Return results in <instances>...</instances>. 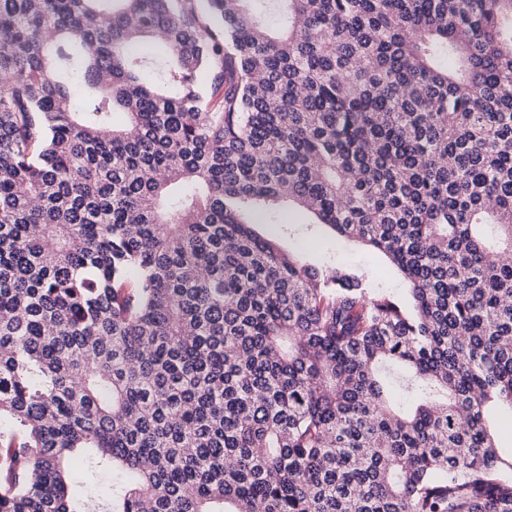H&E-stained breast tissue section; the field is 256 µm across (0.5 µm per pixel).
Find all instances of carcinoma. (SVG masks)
Wrapping results in <instances>:
<instances>
[{
  "instance_id": "obj_1",
  "label": "carcinoma",
  "mask_w": 512,
  "mask_h": 512,
  "mask_svg": "<svg viewBox=\"0 0 512 512\" xmlns=\"http://www.w3.org/2000/svg\"><path fill=\"white\" fill-rule=\"evenodd\" d=\"M278 2L0 0V512H512V0ZM258 232L270 239L276 240L282 249H293L299 236L306 233L317 239V245L309 250L305 257L315 264H322L329 260L340 259L352 264L368 274H374L378 270H385L383 288L395 297L408 301V286L406 282L396 274L389 273L382 265L381 256L370 252L363 246L347 244L336 240L324 226H315L311 230H305V226H294L289 230L275 224H261L257 226ZM70 478L83 495L106 499L112 493V473H98L93 477L84 470H71Z\"/></svg>"
}]
</instances>
